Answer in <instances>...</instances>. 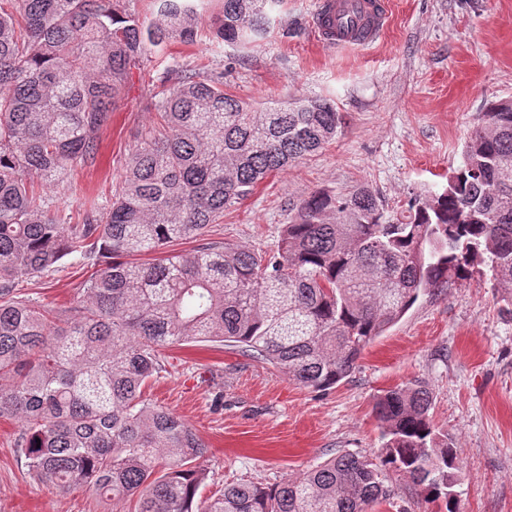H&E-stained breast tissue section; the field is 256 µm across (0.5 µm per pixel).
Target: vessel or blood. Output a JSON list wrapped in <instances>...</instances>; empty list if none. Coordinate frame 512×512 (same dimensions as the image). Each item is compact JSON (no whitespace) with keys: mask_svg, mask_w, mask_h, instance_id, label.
<instances>
[{"mask_svg":"<svg viewBox=\"0 0 512 512\" xmlns=\"http://www.w3.org/2000/svg\"><path fill=\"white\" fill-rule=\"evenodd\" d=\"M390 7L391 0H317L315 27L328 47L363 46L386 31Z\"/></svg>","mask_w":512,"mask_h":512,"instance_id":"1","label":"vessel or blood"}]
</instances>
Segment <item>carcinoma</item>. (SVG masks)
<instances>
[{
  "label": "carcinoma",
  "mask_w": 512,
  "mask_h": 512,
  "mask_svg": "<svg viewBox=\"0 0 512 512\" xmlns=\"http://www.w3.org/2000/svg\"><path fill=\"white\" fill-rule=\"evenodd\" d=\"M146 24L124 0H0V417L21 423L31 475L52 490L137 497L136 512H371L389 499L383 471L458 512L459 454L435 427L418 382L380 396L378 462L341 451L271 486L237 483L210 497L193 463L206 452L176 414L142 399L162 350L218 341L326 391L366 347L431 293L482 270L512 304V98L487 103L448 186L401 216L360 188L303 198L277 251L203 237L271 173L336 138V104L265 110L224 91V73L166 67L149 93L159 125L141 135L110 201L69 223L38 188L72 189L99 133L172 39L194 42L199 0H152ZM283 0H224L215 37L267 36ZM72 254L96 267L76 303L55 312L19 297L22 279Z\"/></svg>",
  "instance_id": "obj_1"
}]
</instances>
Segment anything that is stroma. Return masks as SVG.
<instances>
[{"instance_id":"obj_1","label":"stroma","mask_w":512,"mask_h":512,"mask_svg":"<svg viewBox=\"0 0 512 512\" xmlns=\"http://www.w3.org/2000/svg\"><path fill=\"white\" fill-rule=\"evenodd\" d=\"M315 7L316 0H284L268 38L245 48L205 36L170 40L101 131L95 165L74 174L77 191H55L72 223H82L84 201L111 197L141 131L156 122L146 93L175 60L223 70L225 90L254 106L322 97L343 118L330 144L225 211L217 226L224 241L275 250L295 205L318 189H370L394 217L410 198L442 191L484 104L512 97V0H393L378 41L341 51L319 42ZM93 271L74 254L20 282V292L64 309ZM502 296L477 273L420 297L327 391L306 388L238 348L194 342L164 350L165 369L144 397L182 417L205 442L201 492L211 496L246 480L282 482L338 451L376 458L384 443L376 397L422 381L433 394L434 424L458 444L459 512H512V315ZM20 434L19 423L0 418V512H134L129 499L49 490L29 474Z\"/></svg>"}]
</instances>
